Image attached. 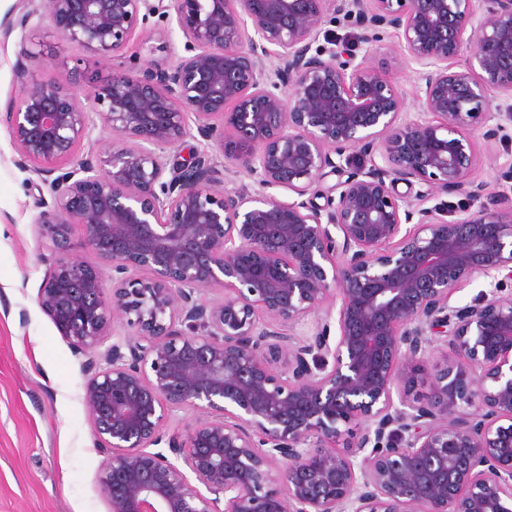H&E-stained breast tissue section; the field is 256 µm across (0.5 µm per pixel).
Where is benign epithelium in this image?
Listing matches in <instances>:
<instances>
[{
  "label": "benign epithelium",
  "instance_id": "1",
  "mask_svg": "<svg viewBox=\"0 0 512 512\" xmlns=\"http://www.w3.org/2000/svg\"><path fill=\"white\" fill-rule=\"evenodd\" d=\"M30 2L4 33L38 15L103 61L152 18L184 38L171 64L112 66L85 104L33 78L5 115L46 188L37 303L86 356L108 512H512V159L471 179L472 134L512 136V0ZM327 23L392 31L421 112L345 40L318 44ZM98 127L112 141L77 157ZM442 193L485 203L450 222L427 206ZM75 225L109 274L70 253ZM476 275L488 290L451 304ZM175 408L202 415L183 436Z\"/></svg>",
  "mask_w": 512,
  "mask_h": 512
}]
</instances>
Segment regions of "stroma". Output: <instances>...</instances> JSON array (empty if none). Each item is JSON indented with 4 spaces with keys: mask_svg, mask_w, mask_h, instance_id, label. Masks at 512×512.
<instances>
[{
    "mask_svg": "<svg viewBox=\"0 0 512 512\" xmlns=\"http://www.w3.org/2000/svg\"><path fill=\"white\" fill-rule=\"evenodd\" d=\"M182 42L181 35L168 42L153 27H140L123 59L166 65L171 44ZM25 48L41 56L40 76L80 92L98 87L110 72L48 21L0 33V512H107L97 485L103 457L82 399L84 357L37 305L47 270L40 261L46 247L33 226L39 179L17 165L5 122L25 81L14 69ZM357 53L391 78L406 111H418V67L393 34Z\"/></svg>",
    "mask_w": 512,
    "mask_h": 512,
    "instance_id": "stroma-1",
    "label": "stroma"
}]
</instances>
